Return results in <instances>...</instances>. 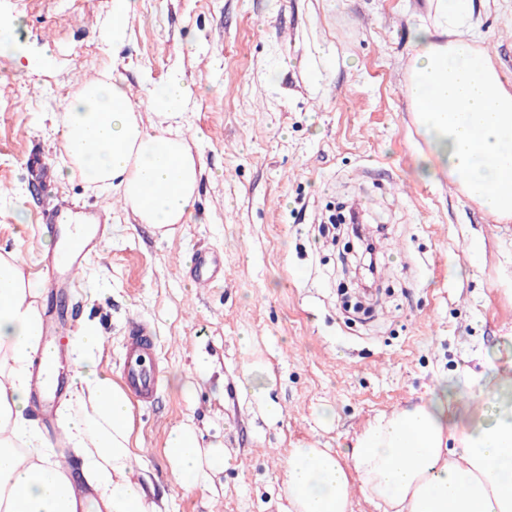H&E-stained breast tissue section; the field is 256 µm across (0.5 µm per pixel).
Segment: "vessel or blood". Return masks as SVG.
<instances>
[{
	"instance_id": "1",
	"label": "vessel or blood",
	"mask_w": 512,
	"mask_h": 512,
	"mask_svg": "<svg viewBox=\"0 0 512 512\" xmlns=\"http://www.w3.org/2000/svg\"><path fill=\"white\" fill-rule=\"evenodd\" d=\"M44 223L52 225L61 234L58 253L47 254L43 265L42 283L47 304L42 312L46 340H55L70 331L72 324L63 302L76 282V275L86 255L99 249L105 226L101 223L82 222L75 216L69 202H58L44 216ZM194 282L199 287L215 283L219 270L217 261L208 253L195 254ZM120 365L122 380L127 391L144 403L152 402L160 389V369L155 355L156 332L145 320L130 318ZM44 357L36 355L31 366L30 400L43 428L51 435L55 445H64L65 439L55 425L56 411L66 394V374L56 381H48L42 373Z\"/></svg>"
}]
</instances>
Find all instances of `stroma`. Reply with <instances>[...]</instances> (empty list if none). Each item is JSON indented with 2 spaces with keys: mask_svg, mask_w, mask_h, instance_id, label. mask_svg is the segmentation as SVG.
<instances>
[{
  "mask_svg": "<svg viewBox=\"0 0 512 512\" xmlns=\"http://www.w3.org/2000/svg\"><path fill=\"white\" fill-rule=\"evenodd\" d=\"M112 2L0 0V254L20 251L39 280L40 214L60 200L106 208L108 237L77 277V320L100 330L114 382L128 319L156 329L161 391L132 405L131 478L160 512H288L291 449L346 452L371 421L443 385L480 412L474 373L512 360V223L446 172L417 174L427 145L403 90L410 28L435 22L423 0H134L118 44ZM482 32L479 51L512 81V0H489ZM176 71L198 90L184 131L204 171L195 217L171 239L80 173L47 186L30 176L29 159L60 165L63 103L85 81L121 77L148 125L146 86ZM336 201L385 227L375 295L357 314L338 303L349 275L318 232ZM199 251L224 260L205 290L188 274ZM248 368L271 383L279 419L241 389ZM183 423L231 457L210 489L171 471L165 442Z\"/></svg>",
  "mask_w": 512,
  "mask_h": 512,
  "instance_id": "obj_1",
  "label": "stroma"
}]
</instances>
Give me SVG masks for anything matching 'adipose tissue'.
<instances>
[{"instance_id": "adipose-tissue-1", "label": "adipose tissue", "mask_w": 512, "mask_h": 512, "mask_svg": "<svg viewBox=\"0 0 512 512\" xmlns=\"http://www.w3.org/2000/svg\"><path fill=\"white\" fill-rule=\"evenodd\" d=\"M486 0H433L437 25H414L415 56L405 95L429 142L419 174L443 170L498 221L512 220V84L477 50ZM162 130L143 124L115 76L89 81L64 107L62 149L86 182L121 194L139 223L168 237L194 216L203 166L181 132L196 96L179 74L148 85ZM23 259L0 254V512H160L129 479L131 399L100 373L102 336L83 326L70 345L74 375L59 426L77 459L61 466L29 402L32 358L42 346L35 283ZM490 404L463 425L447 390L376 418L346 455L292 449L289 512H348L351 493L383 512H512V374L490 371ZM166 456L187 487H206L229 465L203 461L191 426L174 428Z\"/></svg>"}]
</instances>
